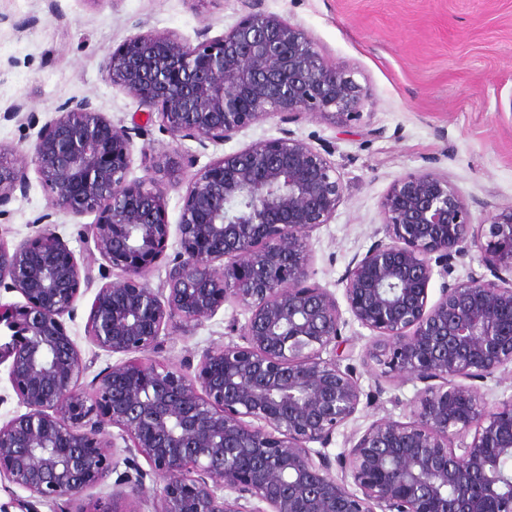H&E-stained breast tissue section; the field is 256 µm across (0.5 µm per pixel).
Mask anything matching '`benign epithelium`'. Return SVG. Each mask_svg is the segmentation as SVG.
Here are the masks:
<instances>
[{
    "label": "benign epithelium",
    "instance_id": "benign-epithelium-1",
    "mask_svg": "<svg viewBox=\"0 0 512 512\" xmlns=\"http://www.w3.org/2000/svg\"><path fill=\"white\" fill-rule=\"evenodd\" d=\"M240 4L234 25L199 31L196 46L173 31L129 38L103 56L107 80L174 140L203 146L270 118L344 125L359 115L370 95L354 72L258 0ZM133 153L131 129L88 98L59 106L21 160H3L0 145V206L26 192L35 169L58 207L96 215L81 235L103 260L79 262L48 213L31 237L0 233V287L25 299L0 303L11 331L0 364L26 408L0 426V476L44 501L75 498L115 470L112 426L161 482L153 512H512V473L499 467L512 456V397L489 410L474 385L512 367V206L486 214L479 232L447 175L401 178L382 202L381 237L341 279L343 310L315 280L306 242L332 221L344 185L330 152L286 131L191 175L179 251L154 289L146 275L170 224L161 182L129 179ZM154 164L174 181L195 159ZM474 249L494 279L448 283ZM98 281L88 338L126 360L87 388L65 318ZM226 304L246 321L231 318V339L206 349L194 374L147 358L169 326L201 325ZM345 311L373 333L370 359L424 387L408 420L373 421L334 463L326 448L363 396L338 362ZM143 480L118 476L112 502L138 498Z\"/></svg>",
    "mask_w": 512,
    "mask_h": 512
}]
</instances>
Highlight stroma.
Instances as JSON below:
<instances>
[{"instance_id": "1", "label": "stroma", "mask_w": 512, "mask_h": 512, "mask_svg": "<svg viewBox=\"0 0 512 512\" xmlns=\"http://www.w3.org/2000/svg\"><path fill=\"white\" fill-rule=\"evenodd\" d=\"M259 7L305 28L328 60L354 71L370 93L357 120L337 126L309 116L286 127L272 118L221 145L173 140L157 115L106 80L102 56L147 31H173L193 44L205 28L221 35L239 19V0H0V146L23 150L34 137L18 120L4 119L11 106L22 105L45 123L61 104L84 97L113 124L141 129L134 139L133 179L148 177V155L189 154L202 167L290 129L295 138L330 151L345 186L331 223L308 241L316 279L338 295L353 256L376 239L385 194L404 176L422 170L447 175L477 224L488 211L512 206V0H259ZM29 179L26 194H13L0 232L20 240L34 234L36 216L51 214L52 231L78 259L99 266L93 243L80 235L95 215L62 211L37 174ZM94 297L87 291L66 323L87 363V383L121 360L87 337ZM233 312L227 305L201 326L169 327L152 360L179 369L199 359L207 348L224 344ZM343 336L348 344L341 364L359 375L365 396L329 445L333 457L373 421L405 420L420 388L367 364L370 330L352 321ZM78 506L109 512L111 482L77 501L52 503L0 480V512H74Z\"/></svg>"}]
</instances>
